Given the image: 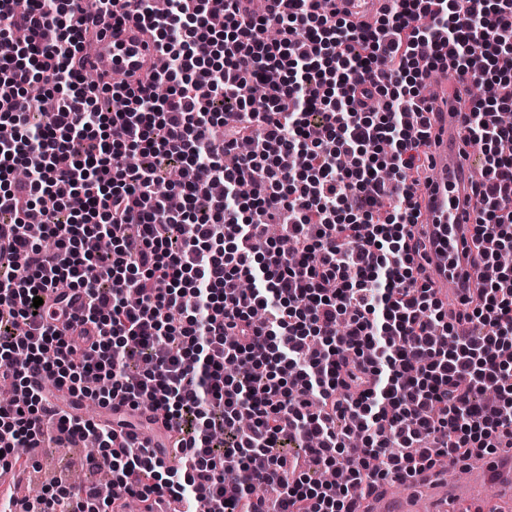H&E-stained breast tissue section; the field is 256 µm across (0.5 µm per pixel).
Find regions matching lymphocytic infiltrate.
<instances>
[{"instance_id":"obj_1","label":"lymphocytic infiltrate","mask_w":512,"mask_h":512,"mask_svg":"<svg viewBox=\"0 0 512 512\" xmlns=\"http://www.w3.org/2000/svg\"><path fill=\"white\" fill-rule=\"evenodd\" d=\"M129 22L150 26L163 71L86 82L84 31ZM438 68L512 87V0H386L364 27L328 0H0V380L27 396L0 408V462L55 433L91 438L90 469L125 491L89 480L21 512H126L156 495L356 512L437 457L512 450V267L447 311L425 274L433 242L411 232L432 146L419 100ZM35 83L56 99L36 124ZM509 108L468 116L488 265L512 251ZM33 371L73 411H50ZM98 397L176 421L181 466L127 415H78ZM334 470L347 482L325 481Z\"/></svg>"}]
</instances>
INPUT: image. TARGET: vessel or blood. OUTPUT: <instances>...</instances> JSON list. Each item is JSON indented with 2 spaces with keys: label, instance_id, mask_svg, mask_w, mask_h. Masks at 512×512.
Returning <instances> with one entry per match:
<instances>
[{
  "label": "vessel or blood",
  "instance_id": "vessel-or-blood-1",
  "mask_svg": "<svg viewBox=\"0 0 512 512\" xmlns=\"http://www.w3.org/2000/svg\"><path fill=\"white\" fill-rule=\"evenodd\" d=\"M384 0H335V7L348 22L370 24L381 14ZM90 59L97 72H115L139 79L159 72L164 60L153 47L152 35L126 25L120 35L93 34ZM425 96L433 108V163L430 185L419 195L427 218V230L435 241L430 270L433 286L443 302L452 303L465 287H477L483 265L470 249L471 226L480 205L471 191L473 176L460 148L466 135L467 105L456 103L447 80L428 85ZM425 503L424 512H441L451 501H481L490 491L512 493V451L472 462L467 479L453 483L433 471L415 476Z\"/></svg>",
  "mask_w": 512,
  "mask_h": 512
}]
</instances>
